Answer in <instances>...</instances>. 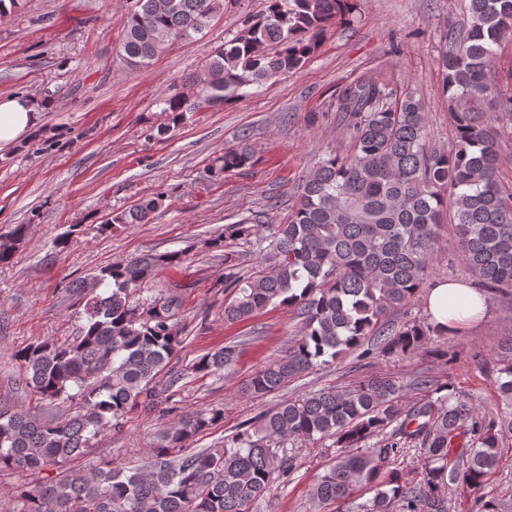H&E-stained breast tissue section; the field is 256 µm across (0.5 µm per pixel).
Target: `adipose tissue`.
<instances>
[{"mask_svg": "<svg viewBox=\"0 0 512 512\" xmlns=\"http://www.w3.org/2000/svg\"><path fill=\"white\" fill-rule=\"evenodd\" d=\"M37 119L36 104L29 97L0 99V146L27 136ZM425 306L434 324L455 329L482 314L484 298L469 285L448 281L439 283L427 293Z\"/></svg>", "mask_w": 512, "mask_h": 512, "instance_id": "ef3b65f1", "label": "adipose tissue"}]
</instances>
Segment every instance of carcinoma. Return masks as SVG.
<instances>
[{
    "instance_id": "cac0c4a2",
    "label": "carcinoma",
    "mask_w": 512,
    "mask_h": 512,
    "mask_svg": "<svg viewBox=\"0 0 512 512\" xmlns=\"http://www.w3.org/2000/svg\"><path fill=\"white\" fill-rule=\"evenodd\" d=\"M353 0H266L265 13L224 42L192 84L193 97L175 92L162 111L175 131L187 112L219 109L267 80L300 70L320 39L346 21ZM466 24L448 20L440 37L442 92L454 128L449 149L431 145L422 101L396 96L387 85L353 81L339 88L336 112L353 141L345 156L330 153L303 180L288 222L267 226L266 267L242 279L224 257V288L234 299L224 319L245 321L269 306L297 311L301 327L284 355L254 373L249 390L268 395L317 365L370 338V355L418 350L442 335L429 323L400 326L387 316L414 303L424 288L450 205L461 258L491 291L512 292V189L497 179L498 133L486 121L495 99L512 122V92L491 80L495 50L512 36V0H465ZM122 29L124 64L145 68L173 40L191 43L221 0H136ZM245 148L212 159L210 177L251 166ZM160 197L112 214L100 231L145 224ZM27 225L0 235V264H8ZM183 253L146 254L100 268L93 283L107 285L84 304L80 336L58 346L39 342L14 353L19 382L40 398L66 397L77 410L62 420L0 411V471L57 470L55 480L20 492L14 512H249L271 478L288 480V442L331 439L343 449L309 493L311 512L351 499L358 487L374 496L362 512H449L448 490L465 486L476 512H498L486 482L499 462V434L512 432V337L496 369L499 412L487 418L445 382L417 380L425 397L403 403L393 379H369L351 390L326 388L289 398L224 439L220 448L186 451L187 443L222 418L191 412L160 435L140 467L110 461L73 465L95 438L121 424L135 406L169 402L161 383L182 343L177 304L161 293L130 301L164 265ZM228 346L194 363L203 375L230 368ZM426 459L415 482L402 480L395 462L410 451Z\"/></svg>"
}]
</instances>
